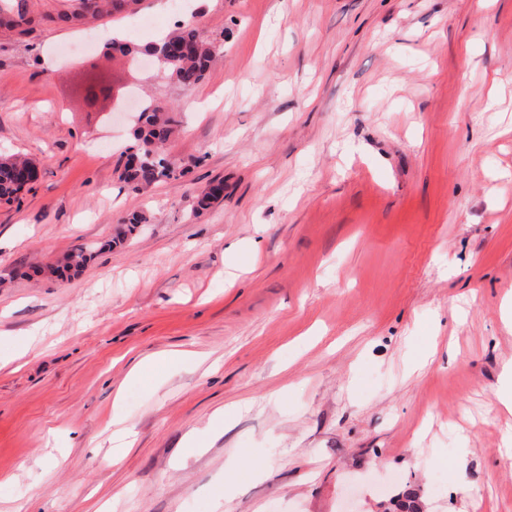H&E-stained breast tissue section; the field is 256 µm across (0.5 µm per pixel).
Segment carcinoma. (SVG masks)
Returning a JSON list of instances; mask_svg holds the SVG:
<instances>
[{
	"label": "carcinoma",
	"instance_id": "obj_1",
	"mask_svg": "<svg viewBox=\"0 0 512 512\" xmlns=\"http://www.w3.org/2000/svg\"><path fill=\"white\" fill-rule=\"evenodd\" d=\"M139 0H83L85 9L99 14L109 7L114 13H123ZM107 47L124 56L144 54L153 57L159 73L185 88L199 84L216 54V46L204 38L195 22L187 19L162 41L142 49L124 39L114 38ZM177 120L165 106L152 101L138 112V122L131 132L132 153L128 156L121 177L140 192L164 179L177 177L179 166L166 154L167 145L175 135ZM36 172L32 160L15 155L0 156V202L11 203L19 199L26 188L24 174ZM224 196V183L211 184L195 198L194 208L203 210Z\"/></svg>",
	"mask_w": 512,
	"mask_h": 512
}]
</instances>
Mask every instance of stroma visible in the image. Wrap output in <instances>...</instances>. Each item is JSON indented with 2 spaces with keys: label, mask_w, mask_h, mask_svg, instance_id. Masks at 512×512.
Instances as JSON below:
<instances>
[{
  "label": "stroma",
  "mask_w": 512,
  "mask_h": 512,
  "mask_svg": "<svg viewBox=\"0 0 512 512\" xmlns=\"http://www.w3.org/2000/svg\"><path fill=\"white\" fill-rule=\"evenodd\" d=\"M176 2L0 24V154L38 170L0 204V512H512V0H191L189 89L105 50ZM96 75L172 108L183 176L121 179Z\"/></svg>",
  "instance_id": "obj_1"
}]
</instances>
